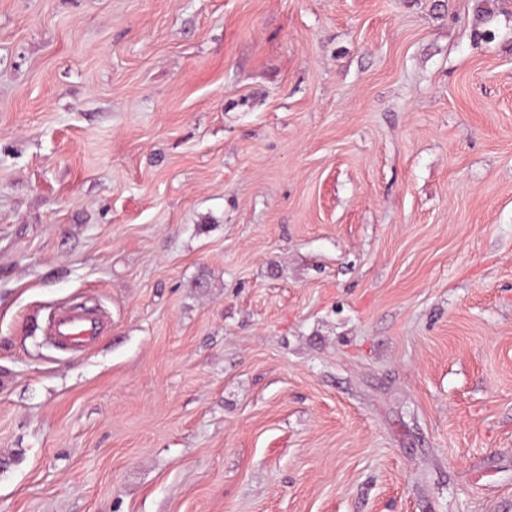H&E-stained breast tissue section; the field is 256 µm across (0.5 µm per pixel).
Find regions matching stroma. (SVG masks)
Returning a JSON list of instances; mask_svg holds the SVG:
<instances>
[{
  "mask_svg": "<svg viewBox=\"0 0 512 512\" xmlns=\"http://www.w3.org/2000/svg\"><path fill=\"white\" fill-rule=\"evenodd\" d=\"M0 512H512V0H0ZM104 316L81 304L59 307L47 324L52 344L66 351H81L102 334Z\"/></svg>",
  "mask_w": 512,
  "mask_h": 512,
  "instance_id": "1",
  "label": "stroma"
}]
</instances>
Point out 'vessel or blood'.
I'll list each match as a JSON object with an SVG mask.
<instances>
[{
	"mask_svg": "<svg viewBox=\"0 0 512 512\" xmlns=\"http://www.w3.org/2000/svg\"><path fill=\"white\" fill-rule=\"evenodd\" d=\"M104 316L81 304L58 308L47 324V336L52 344L66 351L85 349L102 334Z\"/></svg>",
	"mask_w": 512,
	"mask_h": 512,
	"instance_id": "vessel-or-blood-1",
	"label": "vessel or blood"
}]
</instances>
